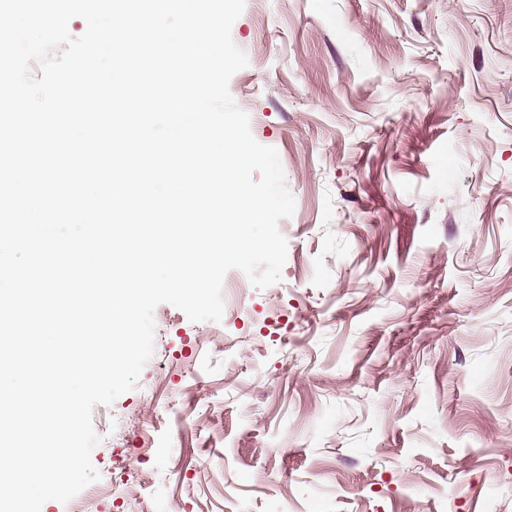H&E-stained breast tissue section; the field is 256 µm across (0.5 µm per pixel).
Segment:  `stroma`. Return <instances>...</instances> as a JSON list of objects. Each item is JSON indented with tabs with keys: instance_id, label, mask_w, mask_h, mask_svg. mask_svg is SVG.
<instances>
[{
	"instance_id": "obj_1",
	"label": "stroma",
	"mask_w": 512,
	"mask_h": 512,
	"mask_svg": "<svg viewBox=\"0 0 512 512\" xmlns=\"http://www.w3.org/2000/svg\"><path fill=\"white\" fill-rule=\"evenodd\" d=\"M281 282L154 312L84 512H512V0H245ZM75 501V502H76Z\"/></svg>"
}]
</instances>
